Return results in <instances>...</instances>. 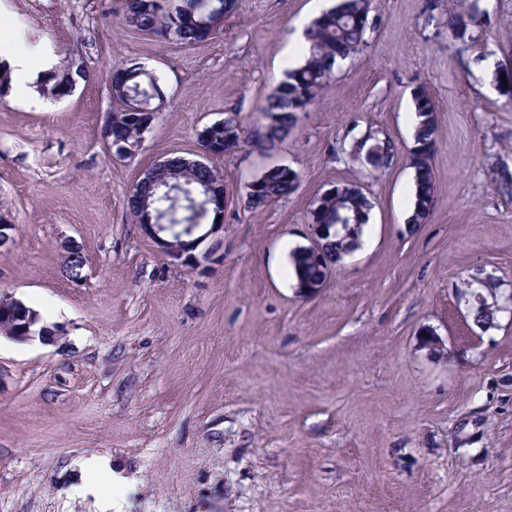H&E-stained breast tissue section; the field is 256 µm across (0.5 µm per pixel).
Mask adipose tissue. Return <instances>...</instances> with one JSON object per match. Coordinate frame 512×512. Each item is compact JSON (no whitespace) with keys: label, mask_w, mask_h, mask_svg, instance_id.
<instances>
[{"label":"adipose tissue","mask_w":512,"mask_h":512,"mask_svg":"<svg viewBox=\"0 0 512 512\" xmlns=\"http://www.w3.org/2000/svg\"><path fill=\"white\" fill-rule=\"evenodd\" d=\"M0 63L11 74L23 75V82H13L6 90L11 95H21L31 101H39L38 85L46 72L52 68L49 59L41 57L35 48L26 46L18 35L0 38Z\"/></svg>","instance_id":"adipose-tissue-1"}]
</instances>
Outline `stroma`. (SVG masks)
I'll return each instance as SVG.
<instances>
[{
  "label": "stroma",
  "instance_id": "stroma-1",
  "mask_svg": "<svg viewBox=\"0 0 512 512\" xmlns=\"http://www.w3.org/2000/svg\"><path fill=\"white\" fill-rule=\"evenodd\" d=\"M1 1L28 45L81 56L91 78L59 102L0 97V221L15 227L0 296L56 331L0 334V512H512V315L480 330L462 291L489 276L512 292V197L491 178L512 168V99L468 66L512 61V0H478L486 31L466 45L448 27L462 0H369L366 45L279 149L215 160L224 228L183 262L132 221L130 187L159 158H198L206 123L261 121L317 0H237L201 47L124 26L125 0ZM128 60L164 103L120 161L102 127ZM416 88L438 128L435 205L413 228L405 160L372 172L342 150L353 125L410 147ZM274 164L298 172L296 191L245 208L246 182ZM339 182L373 202L363 246L303 296L289 253ZM94 456L122 485L91 478Z\"/></svg>",
  "mask_w": 512,
  "mask_h": 512
}]
</instances>
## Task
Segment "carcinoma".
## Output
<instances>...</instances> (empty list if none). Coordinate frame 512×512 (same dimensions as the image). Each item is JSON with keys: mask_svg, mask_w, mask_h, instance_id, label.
Returning <instances> with one entry per match:
<instances>
[{"mask_svg": "<svg viewBox=\"0 0 512 512\" xmlns=\"http://www.w3.org/2000/svg\"><path fill=\"white\" fill-rule=\"evenodd\" d=\"M367 0H339V3L315 18L306 32L301 46L302 62L285 73V78L266 97L261 107L263 121L255 137L247 138L264 154L276 151L296 128L297 113L301 108L313 105L330 85L336 65L359 52L366 44V29L360 24V16L366 14ZM236 0H165L162 6L156 0H127L123 22L135 31L160 41L175 42L188 46L208 44L203 31L218 34L225 17L232 11ZM152 80L138 75L130 82V92L112 95V138L124 142H136L145 124H152L155 114L133 108L132 96H145ZM415 124L413 140L425 146L436 145L438 123L436 104L423 89L414 95ZM432 156L413 167L412 213L429 211L435 203V173ZM219 175L216 167L188 168L179 155L167 157L163 176L180 181L174 196L154 192L149 207L162 212L170 229L186 233L190 225L206 219L203 183ZM299 176L293 169L277 166L266 169L259 177L255 198L249 209L264 208L288 197L298 186ZM349 207L341 197H327L314 202L311 219L314 224H326L330 248L341 252L348 248L350 240L340 214ZM290 267L296 284L316 281L330 276L311 255L295 248L290 253ZM495 310L481 304L471 306L470 317L474 325L490 327L494 323Z\"/></svg>", "mask_w": 512, "mask_h": 512, "instance_id": "cac0c4a2", "label": "carcinoma"}]
</instances>
